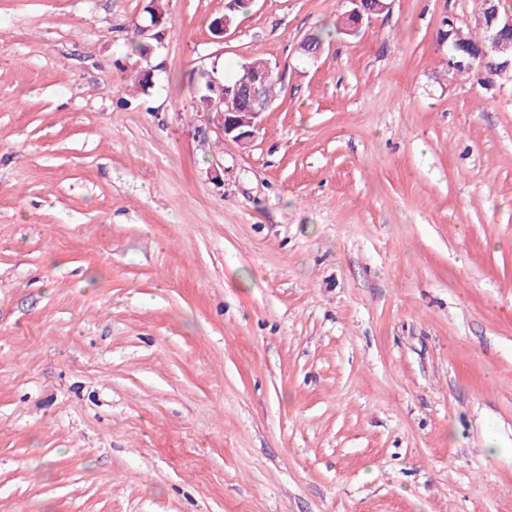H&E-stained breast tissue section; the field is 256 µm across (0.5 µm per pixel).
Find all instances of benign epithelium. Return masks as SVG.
I'll use <instances>...</instances> for the list:
<instances>
[{
    "mask_svg": "<svg viewBox=\"0 0 512 512\" xmlns=\"http://www.w3.org/2000/svg\"><path fill=\"white\" fill-rule=\"evenodd\" d=\"M349 2L352 8L347 12L346 20L352 32L360 29L365 16L380 13L388 8L386 0H374L372 4L365 0H349ZM226 9L224 16L212 22V31L220 38L224 37L233 23L229 12L235 10V0H228ZM500 17L498 0H488L487 14L478 20V25L488 31L487 42L480 54L479 67L486 71L492 80L497 77H506L512 72V67L506 69L495 59V53L507 47L506 41L502 38V30H512V14L507 13L501 17L504 23L502 30L494 26ZM212 83V96L207 98L202 113L207 118L215 116L218 122L217 129L224 135V139L240 145L248 144L254 139L269 104L253 96L249 100L251 111L243 114L235 112L233 108L238 100L244 97V91L238 87L222 85L215 79H212Z\"/></svg>",
    "mask_w": 512,
    "mask_h": 512,
    "instance_id": "benign-epithelium-1",
    "label": "benign epithelium"
}]
</instances>
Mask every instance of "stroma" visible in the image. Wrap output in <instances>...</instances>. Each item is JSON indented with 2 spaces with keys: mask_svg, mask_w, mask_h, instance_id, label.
Segmentation results:
<instances>
[{
  "mask_svg": "<svg viewBox=\"0 0 512 512\" xmlns=\"http://www.w3.org/2000/svg\"><path fill=\"white\" fill-rule=\"evenodd\" d=\"M0 0V512H512V79L482 0ZM264 58L248 147L200 71ZM155 69L143 90L135 76ZM252 2L253 0H237L235 10V0H228L226 6L227 12H224V16L218 17L212 22L213 33L220 38L224 37V35L229 31L233 23V19L235 22L238 14L247 13L252 7ZM234 10V18H232V16L229 15V11ZM369 1V2H366ZM372 1H374L373 6H371ZM387 0H349V2L353 5V7L347 12L346 20L349 25L350 32H357L363 24V20L371 16L372 14H377L388 8ZM365 2L366 5L362 3ZM499 1L488 0L487 14L481 16L478 20V25L484 27L488 31L487 42L484 45L486 32L483 29L481 32L474 35L465 36L453 25L448 24V31H454L451 38H445L449 42L453 41L454 50H448V66L459 73L471 72L474 68L461 65L462 61L474 60L480 54L479 67L486 71L490 80L496 77H507L512 72V66L504 69L495 59V53L504 50L507 47L506 41L502 38V31L494 26V23L499 18ZM457 45V49L455 48ZM483 47V48H482ZM482 49V51H481Z\"/></svg>",
  "mask_w": 512,
  "mask_h": 512,
  "instance_id": "stroma-1",
  "label": "stroma"
}]
</instances>
